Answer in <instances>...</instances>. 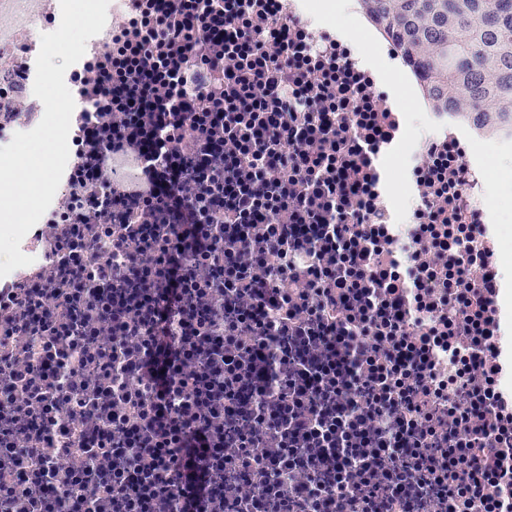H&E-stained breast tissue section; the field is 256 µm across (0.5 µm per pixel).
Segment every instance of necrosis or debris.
<instances>
[{
    "label": "necrosis or debris",
    "mask_w": 512,
    "mask_h": 512,
    "mask_svg": "<svg viewBox=\"0 0 512 512\" xmlns=\"http://www.w3.org/2000/svg\"><path fill=\"white\" fill-rule=\"evenodd\" d=\"M171 2L111 0L82 57L85 99L112 68L113 29L139 40ZM314 2L224 0L220 50L238 78L222 125L171 112L161 79L150 111L72 118L60 185L21 241L33 262L0 278V512H277L286 497L299 512H360L370 483L384 497L369 512H495L512 387L474 367L512 357V281L478 207L493 181L482 141L427 111L428 136L405 145L411 115L380 89L397 50L378 39L363 56L315 24ZM60 17L59 0L35 18L0 9V145L42 119L17 90ZM272 112L286 119L268 136ZM166 113L194 124L191 153L164 141ZM218 142L215 182L192 161ZM280 151L298 165L277 164ZM160 186L195 229L145 206ZM161 337L169 373L148 393ZM426 403L448 428L428 430ZM246 432L261 456L241 471ZM191 446L202 454L187 474L176 461ZM462 458L484 471L465 504L447 491Z\"/></svg>",
    "instance_id": "necrosis-or-debris-1"
}]
</instances>
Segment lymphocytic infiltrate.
Instances as JSON below:
<instances>
[{
	"label": "lymphocytic infiltrate",
	"mask_w": 512,
	"mask_h": 512,
	"mask_svg": "<svg viewBox=\"0 0 512 512\" xmlns=\"http://www.w3.org/2000/svg\"><path fill=\"white\" fill-rule=\"evenodd\" d=\"M176 17L161 14L150 23L147 37L130 45L123 34H116V65L101 83L94 107L100 112L114 109L116 98H123L129 112L145 111L147 89L158 76H170L174 86L172 109L193 112L198 102L209 104L212 120L223 121L224 66L220 56L211 55L208 43L224 40V7L219 0H180ZM159 44L177 46L188 66L187 73H169L167 65L154 56Z\"/></svg>",
	"instance_id": "1"
}]
</instances>
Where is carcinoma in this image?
<instances>
[{
    "mask_svg": "<svg viewBox=\"0 0 512 512\" xmlns=\"http://www.w3.org/2000/svg\"><path fill=\"white\" fill-rule=\"evenodd\" d=\"M421 74L430 109L512 140V0H358Z\"/></svg>",
    "mask_w": 512,
    "mask_h": 512,
    "instance_id": "1",
    "label": "carcinoma"
}]
</instances>
